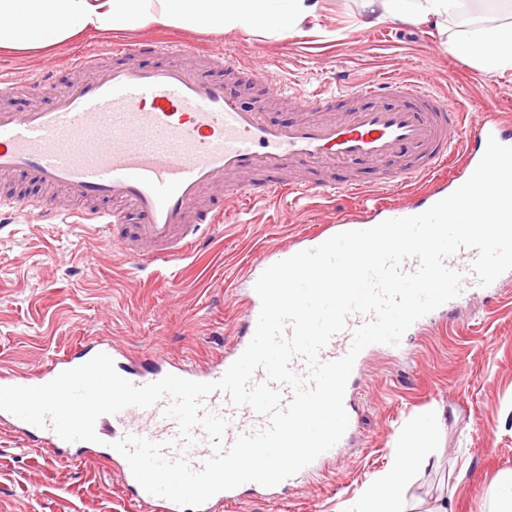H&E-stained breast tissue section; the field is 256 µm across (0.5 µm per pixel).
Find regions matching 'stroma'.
Returning a JSON list of instances; mask_svg holds the SVG:
<instances>
[{"label": "stroma", "instance_id": "obj_1", "mask_svg": "<svg viewBox=\"0 0 512 512\" xmlns=\"http://www.w3.org/2000/svg\"><path fill=\"white\" fill-rule=\"evenodd\" d=\"M157 38L273 68L301 91L335 89L337 80L407 74L437 92H452L464 112L512 115V70L488 74L449 53L437 28L412 23L363 27L357 0H323L302 32L278 38L175 28L83 36L50 53L0 54V73L24 80L56 73L54 87L20 88L0 108L51 105L78 75L68 58L112 45ZM224 83L267 120L296 115L269 100L243 70ZM209 205L226 212L209 248L176 271L136 267L104 238L79 224H45L36 217L0 224V372L32 374L92 336L116 343L134 365L155 359L205 364L227 350L241 325V278L263 251L290 247L319 224L349 210L340 202L289 198L249 211L218 191ZM402 356L373 353L354 391L353 436L324 469L286 491H248L221 512H357L365 488L394 463L411 429L423 439L404 512H488L512 483V271L492 294L461 301L447 320L408 338ZM0 512H147L123 489L113 466L71 461L32 446L0 423Z\"/></svg>", "mask_w": 512, "mask_h": 512}]
</instances>
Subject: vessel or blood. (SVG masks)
I'll list each match as a JSON object with an SVG mask.
<instances>
[{
    "mask_svg": "<svg viewBox=\"0 0 512 512\" xmlns=\"http://www.w3.org/2000/svg\"><path fill=\"white\" fill-rule=\"evenodd\" d=\"M161 63L141 67L131 52L113 48L119 63L100 67L99 57L87 54L70 61L81 80L61 92L48 109L0 111V176L23 175L43 193L0 195V216L33 212L50 224H92L112 232V246L132 264L177 265L200 251L223 214L201 208L203 194L225 188L245 205L286 196L301 199L315 194L326 199L357 200L359 212L333 224H321L305 237L312 249L335 234L371 228L374 220L420 214L461 186L448 179V165L472 174L489 139L512 146V120L481 113L467 117L453 97L436 94L411 77L383 76L345 84L336 95L316 90L303 93L265 70H252L255 82L273 96L289 98L302 115L285 123L268 122L261 112L246 109L228 94L223 79L194 69V49L180 45L158 48ZM366 166L388 171L387 184L417 183L412 204L396 206L366 195L357 180L334 179V172ZM300 167L319 169L317 178L278 180L263 190L250 183V173L285 172ZM136 224L124 231L128 215ZM293 249L261 253L247 273L242 296L243 334L225 353L205 366L192 368L167 361L144 373L128 374L144 386L172 374L198 382L220 379L245 351L255 332L261 301L253 288L258 270L293 256ZM476 249L463 248L448 256V268L463 275L462 294L480 293L471 271ZM362 315L348 319V328L333 336L320 358L344 356L352 330ZM104 353L120 360L121 348L111 340L94 338L73 353L51 360L33 376L0 374V387L39 386L61 372ZM170 398L148 408L128 407L100 416L97 442L63 440L49 427L34 426L0 411V420L23 436H42L52 454L73 450L75 456L102 446L103 457L115 466L125 488L151 512H217L238 501L239 489L219 492L199 508H182L169 499L146 492L134 478L126 458L113 444L134 435L165 444L167 458L185 457L200 470L212 449L202 429L196 442H179L177 422L164 414ZM205 411L227 421L225 444L268 424L252 408L233 406L228 395L214 392L203 402Z\"/></svg>",
    "mask_w": 512,
    "mask_h": 512,
    "instance_id": "obj_1",
    "label": "vessel or blood"
}]
</instances>
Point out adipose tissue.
Listing matches in <instances>:
<instances>
[{"instance_id": "1", "label": "adipose tissue", "mask_w": 512, "mask_h": 512, "mask_svg": "<svg viewBox=\"0 0 512 512\" xmlns=\"http://www.w3.org/2000/svg\"><path fill=\"white\" fill-rule=\"evenodd\" d=\"M465 0H361L362 23L413 22L443 28ZM320 0H0V53H40L80 36H109L146 27L284 35L301 31ZM450 53L496 74L512 69V22L461 31ZM421 448L415 434L399 444L388 473L366 489L361 512H390L404 495Z\"/></svg>"}]
</instances>
